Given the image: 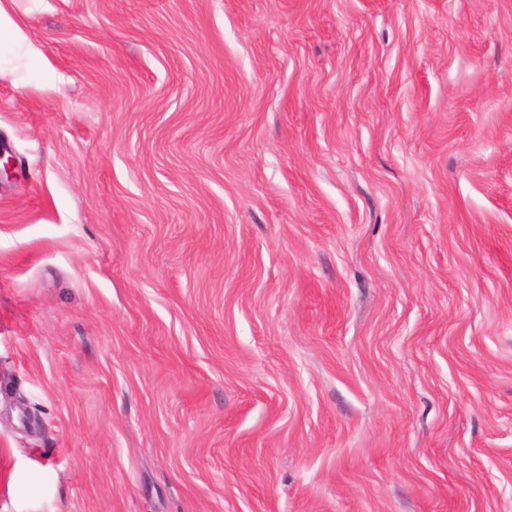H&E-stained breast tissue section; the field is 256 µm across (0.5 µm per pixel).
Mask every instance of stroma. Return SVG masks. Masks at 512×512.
<instances>
[{"label": "stroma", "mask_w": 512, "mask_h": 512, "mask_svg": "<svg viewBox=\"0 0 512 512\" xmlns=\"http://www.w3.org/2000/svg\"><path fill=\"white\" fill-rule=\"evenodd\" d=\"M0 512H512V0H5Z\"/></svg>", "instance_id": "obj_1"}]
</instances>
